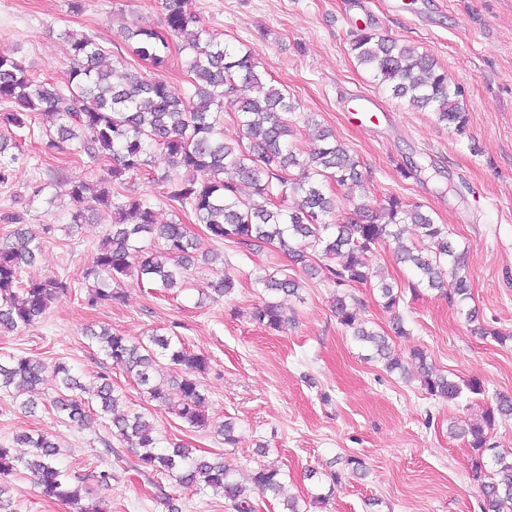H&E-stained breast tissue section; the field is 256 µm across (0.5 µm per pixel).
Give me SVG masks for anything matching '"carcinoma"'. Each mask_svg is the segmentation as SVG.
<instances>
[{"instance_id":"1","label":"carcinoma","mask_w":512,"mask_h":512,"mask_svg":"<svg viewBox=\"0 0 512 512\" xmlns=\"http://www.w3.org/2000/svg\"><path fill=\"white\" fill-rule=\"evenodd\" d=\"M164 23L135 27L124 38L132 52L153 70L141 72L111 58L110 51L92 36L70 37V69L62 86L31 76L15 58L0 54V101L14 109L0 112V127H27V118L39 113L55 124V145L68 144L72 154L85 159L97 174V184L82 179L62 183L72 203L71 223L81 224L85 205L93 202L105 218L115 221L96 250L86 277L93 279L86 303L95 307L120 298L112 284L134 277L140 284H158L166 289L182 288L195 266L197 240L185 224H159L153 203L141 196L114 200L110 188L127 179L149 175L161 187L159 196L175 209L190 208L197 223L205 226L215 242L228 241L245 254L261 244L278 248L293 263L307 266L310 255L327 260L321 269L324 281L336 289L332 301L337 321L373 357L387 361L391 370L414 377L426 393L448 401L463 391L482 395L485 388L473 377L462 382L433 368L426 354L417 350L409 361L390 357L388 338L359 320L350 295L344 289L366 284L378 276L371 257L383 243L401 238L405 225L418 230V244L404 248L399 262L413 270L420 287L444 289L448 300L459 305L471 299L464 252L448 241V228L437 223L419 206H410L391 195L377 203L368 196L354 206L355 218H338V205L329 184L358 185L359 161L345 144L320 129L314 114L304 115V127L315 132L317 145L300 158L291 137L296 106L280 88L267 82L256 51L214 41L188 0H161ZM181 39L186 74L193 92L183 93L155 72L165 63L170 43ZM350 50L357 63L373 79L386 84L395 98L433 112L438 120L463 132L467 113L459 101L460 91L451 88L447 74L437 61L418 47L362 29ZM231 111L246 142H224V112ZM15 145L0 138V184L12 178L18 157ZM162 152L169 171L151 174L156 152ZM187 177H180V172ZM252 189L250 197L239 196L240 186ZM297 196L288 204L289 195ZM19 214L3 221L16 225L12 239L0 241V333L26 329L39 323L51 305L68 292L70 284L61 276L20 281L24 264L33 262L42 250L40 237L22 224ZM255 283L273 297L294 295L298 282L274 273L257 274ZM383 307L392 314V329L406 334L399 312L401 287L380 280ZM253 319L273 331H283L290 318L279 302L262 301ZM107 359L123 368L135 385L158 406L175 415L186 428L207 430L223 436L233 446L234 424L214 423L205 414L206 389L199 376L209 367L208 359L192 353L176 336L153 334L133 340L122 334L91 330ZM174 366L176 375L165 381L159 373L160 359ZM58 378L52 405L60 418L79 427L91 418L90 407L79 396L82 390L70 368L58 362L13 355L0 362V394L7 393L31 412L37 407L24 398L43 381L47 370ZM100 414L108 417L113 437L138 456L140 467L156 471L175 485L221 496L233 512H256L247 488L235 476V466L226 457L198 455L194 449L174 443L161 447L152 422L142 413L118 411L122 396L103 375L96 390ZM512 418V396L499 394L486 406L482 421L450 431L467 438L473 451L472 476L489 512H512V451L491 442V430ZM16 443L29 448L18 456L0 445V512H15L5 477L20 468L29 470L42 493L69 505L74 512H104L96 504H81L80 489L70 484L59 466V449L47 434H21ZM253 490L281 499L279 512H305L298 499L285 494L281 470L261 465L252 471Z\"/></svg>"}]
</instances>
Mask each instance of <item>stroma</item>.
<instances>
[{"label":"stroma","mask_w":512,"mask_h":512,"mask_svg":"<svg viewBox=\"0 0 512 512\" xmlns=\"http://www.w3.org/2000/svg\"><path fill=\"white\" fill-rule=\"evenodd\" d=\"M191 8L215 40L256 50L273 85L287 91L299 112L316 113L359 160L366 182L339 188L341 215H350L351 199L364 190L378 201L396 195L422 206L447 225L449 240L464 251L470 305L481 324L512 333V0H371L365 11L358 0H191ZM163 16L159 0H0V53L13 55L33 77L61 85L68 80L70 36H96L115 58L133 65L137 58L121 31L159 26ZM365 27L436 58L462 91L464 133L393 98L357 64L350 41ZM358 94L379 103L378 125L364 127L351 112L350 100ZM46 126L38 115L18 133L21 155L13 178L0 184V215L21 213L42 236L43 251L23 267V280L59 275L70 289L34 327L0 335V359L19 354L66 363L90 393L108 375L124 395L123 409L148 415L167 441L228 453L245 484L258 464L277 467L287 474L290 491L309 500V512H483L472 454L448 427L480 421L496 394L512 395L511 343L475 334L464 311L440 292L404 294L400 311L407 333L394 338L395 354L423 350L449 378L476 377L485 387L480 396L432 398L418 381L368 358L337 321L335 290L322 278L269 245L241 256L232 243L215 244L190 211L156 200L157 188L144 176L130 179L121 194L152 199L157 223L191 226L200 250L220 249L231 265H198L177 292L128 277L119 286L122 300L89 307L83 272L108 224L90 212L71 227L68 198L51 205L35 195L36 186L58 176L90 175L80 157L48 147ZM260 267L300 284L297 295L280 299L295 316L285 332L265 330L251 318L263 299L251 280ZM228 272L236 278L233 294L207 299L205 290ZM92 325L133 339L174 334L205 355L207 413L234 421L235 448H225L213 432L188 431L144 396L85 336ZM55 391L54 377H46L31 414L1 394L0 444L12 445L23 433L50 434L69 480L108 512H169V496L179 512H230L221 497L141 472L131 449L112 440L104 419L87 428L63 422L49 403ZM349 455L365 461L364 477L346 473ZM308 469L340 473L328 504L311 503L316 487L304 477ZM102 470L111 472V480L96 481ZM9 482L18 512H72L44 498L26 470Z\"/></svg>","instance_id":"1"}]
</instances>
